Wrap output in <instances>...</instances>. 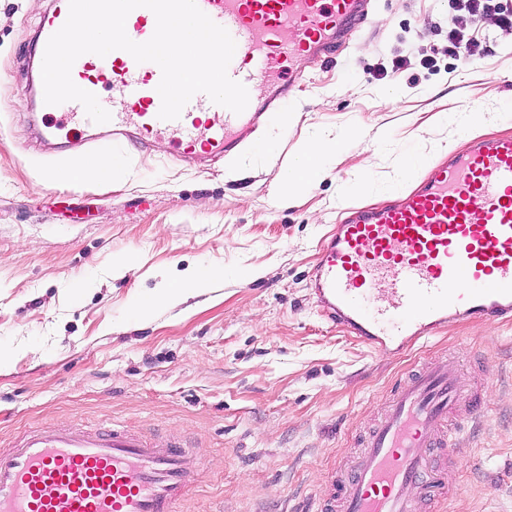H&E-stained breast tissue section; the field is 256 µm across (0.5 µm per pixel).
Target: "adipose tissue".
<instances>
[{"label":"adipose tissue","mask_w":512,"mask_h":512,"mask_svg":"<svg viewBox=\"0 0 512 512\" xmlns=\"http://www.w3.org/2000/svg\"><path fill=\"white\" fill-rule=\"evenodd\" d=\"M339 148L338 139L321 135L309 138L292 166L272 185L270 194L279 202L293 200L304 188L319 181L326 173V164Z\"/></svg>","instance_id":"1"}]
</instances>
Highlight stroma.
<instances>
[{"label":"stroma","instance_id":"stroma-1","mask_svg":"<svg viewBox=\"0 0 512 512\" xmlns=\"http://www.w3.org/2000/svg\"><path fill=\"white\" fill-rule=\"evenodd\" d=\"M54 0H0V448L26 430L123 425L184 442L195 471L176 512H315L403 373L447 363L487 397L480 422L450 427L435 512H512V322L461 320L379 357L320 317L310 279L349 207L399 201L442 163L439 145L512 134V30L467 65L448 57V0H373L336 59L307 57L286 100L246 148L209 171L103 131L49 134L16 75ZM407 65L390 77L370 71ZM435 58L438 71L424 68ZM354 131L325 177L290 205L269 190L315 131ZM126 167L112 182L53 176L82 142ZM199 266L220 278L140 318L138 308Z\"/></svg>","mask_w":512,"mask_h":512}]
</instances>
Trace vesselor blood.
I'll use <instances>...</instances> for the list:
<instances>
[{"instance_id":"1","label":"vessel or blood","mask_w":512,"mask_h":512,"mask_svg":"<svg viewBox=\"0 0 512 512\" xmlns=\"http://www.w3.org/2000/svg\"><path fill=\"white\" fill-rule=\"evenodd\" d=\"M236 43L230 78L249 103L239 114L192 97L180 117L158 116L162 73L126 51H111L112 142L142 144L173 136L177 154L229 157L244 130L283 102L304 53L333 57L364 21L371 0H197ZM59 0L40 25V44L66 22ZM156 28L145 7L126 18L128 37L149 40ZM91 55L80 56L73 82L95 93L100 78ZM58 127L93 122L76 101L56 105ZM311 295L318 312L372 353L400 354L460 318L512 320V136L482 141L435 166L397 203L353 209L321 250ZM485 409L446 364L404 374L379 422L350 465L338 468L327 512H431L445 487L446 428L460 406ZM192 468L179 444L119 426L90 430L59 424L31 429L0 448V512H174Z\"/></svg>"}]
</instances>
